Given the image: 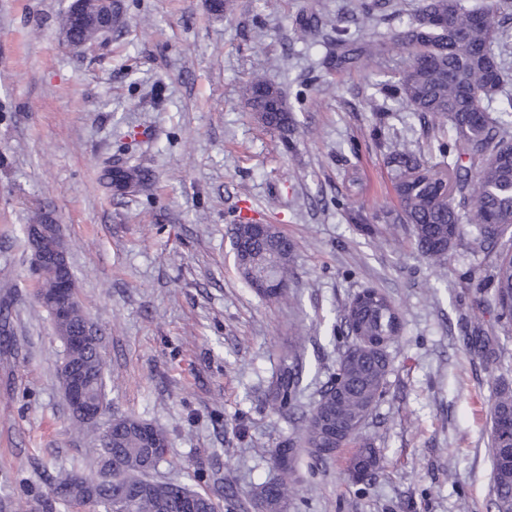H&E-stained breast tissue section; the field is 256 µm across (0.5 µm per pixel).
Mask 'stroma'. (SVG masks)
Returning <instances> with one entry per match:
<instances>
[{
	"label": "stroma",
	"instance_id": "1",
	"mask_svg": "<svg viewBox=\"0 0 512 512\" xmlns=\"http://www.w3.org/2000/svg\"><path fill=\"white\" fill-rule=\"evenodd\" d=\"M122 3L111 38L76 53L63 43L67 0H0V269L11 273L0 278V499L18 512H91L48 508L56 474L92 471L99 442L71 422L56 374L63 345L35 296L22 227L40 211L60 226L98 329L109 415L167 431L155 478L254 512L248 493L275 477L270 452L293 430L292 413L266 397L280 355L305 337L297 405L308 409L336 369L338 314L373 286L404 320L367 425L383 467L355 484L350 449L318 466L301 459L289 512H493L487 398L500 371L466 348L479 323L512 352L478 285L488 262L465 238L436 270L407 227L380 221L398 207L385 144L431 149L381 89L407 58L327 71L324 45L296 26L317 14L345 19L355 41L389 36L418 0H389L374 18L359 0H228L220 16L207 0ZM255 74L288 100L289 145L240 95ZM132 155L152 173L143 190L103 187V169ZM353 209L377 238L349 220ZM244 217L293 241L292 303L262 299L239 275L227 229Z\"/></svg>",
	"mask_w": 512,
	"mask_h": 512
}]
</instances>
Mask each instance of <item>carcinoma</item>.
<instances>
[{
  "instance_id": "obj_1",
  "label": "carcinoma",
  "mask_w": 512,
  "mask_h": 512,
  "mask_svg": "<svg viewBox=\"0 0 512 512\" xmlns=\"http://www.w3.org/2000/svg\"><path fill=\"white\" fill-rule=\"evenodd\" d=\"M442 17L448 27L425 21ZM333 50L326 68L350 69L361 60L379 55L385 43L371 40L362 45L348 43L344 29L331 26ZM512 38V0H488L481 8H468L463 0H421L407 26L389 37L393 48L410 58L408 67L385 90L403 103L436 141L440 161L425 157L410 142L387 148L393 189L400 210L386 213L391 224L410 227L421 256L434 266L448 264V254L457 241L471 234L475 252L491 259L492 302L497 319L512 332V250L504 241L512 231V122L491 115L485 103L505 96L512 72L503 62ZM243 96L257 120L277 131L288 142L295 118L288 100L277 86L253 76L243 86ZM148 177L141 163H124L104 170L102 183L117 189L125 183L140 185ZM235 264L247 284L250 270L271 258L276 266V283L262 297H288L293 271V243L276 230L266 238L254 236L249 224L230 228ZM41 291L59 286L60 275L51 265L39 270ZM366 301L348 304L340 316L339 329L346 344L336 360V372L319 399L306 413L294 418L293 436L270 453L280 473L274 480L252 490L251 499L259 512H288L292 497L291 477L301 444L312 464H324L332 455L326 448L352 446L356 451L348 464V477L355 484L368 483L382 466L375 438L366 433L367 421L386 393L393 362L389 347L399 338L403 320L394 323L390 310L398 305L382 291H361ZM58 333L87 325L83 308L73 306L65 314L48 312ZM469 353L503 366L505 353L489 345L482 329L476 328ZM303 338L297 337L272 376L268 397L281 410L295 407L303 375ZM63 364L78 366L89 398L106 405V366L99 337L91 336L81 346H64ZM512 415V383L501 379L489 396L490 455L494 512H512V430L502 420ZM101 441L97 469L88 475L61 473L50 487L52 501L61 506L82 502L93 512H221L208 493L187 485L150 477L164 458L168 437L165 429L133 416H114Z\"/></svg>"
}]
</instances>
